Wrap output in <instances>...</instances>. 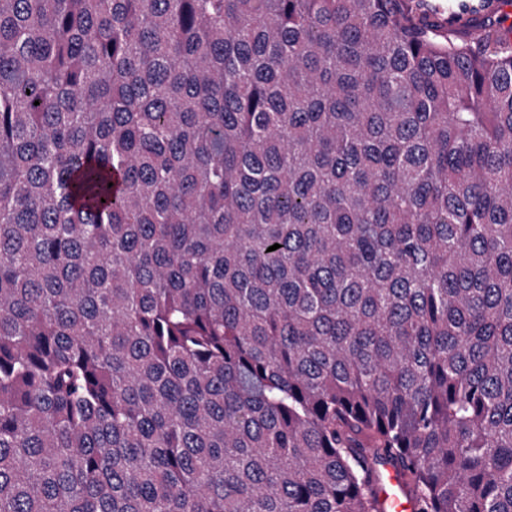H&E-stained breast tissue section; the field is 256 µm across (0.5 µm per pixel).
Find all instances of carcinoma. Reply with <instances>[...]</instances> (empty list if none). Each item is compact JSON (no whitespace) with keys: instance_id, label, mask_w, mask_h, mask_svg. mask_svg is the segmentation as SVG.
<instances>
[{"instance_id":"1","label":"carcinoma","mask_w":512,"mask_h":512,"mask_svg":"<svg viewBox=\"0 0 512 512\" xmlns=\"http://www.w3.org/2000/svg\"><path fill=\"white\" fill-rule=\"evenodd\" d=\"M494 14L0 0V512H512ZM380 496L386 512H412L410 502L404 497L402 476L391 466L386 467Z\"/></svg>"}]
</instances>
